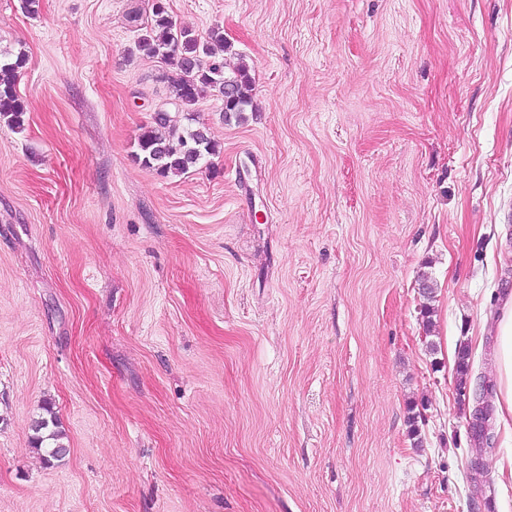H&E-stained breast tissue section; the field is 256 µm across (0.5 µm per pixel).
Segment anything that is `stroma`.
Wrapping results in <instances>:
<instances>
[{"label":"stroma","instance_id":"35a3bbf8","mask_svg":"<svg viewBox=\"0 0 512 512\" xmlns=\"http://www.w3.org/2000/svg\"><path fill=\"white\" fill-rule=\"evenodd\" d=\"M150 5L0 0V512H512L455 394L512 282V0H167L253 110L200 100L218 152L166 179ZM25 59L18 55L15 60L0 58V121L3 119L14 129H23L26 108L19 98L16 85ZM470 349L468 345H463L458 349L457 352V362H456V374H457V381H459V387L456 388L457 395L459 397H464L465 399L469 400L470 396H474L476 394V388L473 387L471 390L469 384L466 385L467 380L470 381V384L473 385L477 379L475 378L472 380L470 376ZM466 385V387H464ZM464 387V388H462ZM46 415L34 420L31 429L34 432L33 445L36 450L44 448L43 460L49 464L63 458L67 448L60 440L62 433L58 430V422L55 413L50 407L44 408Z\"/></svg>","mask_w":512,"mask_h":512}]
</instances>
